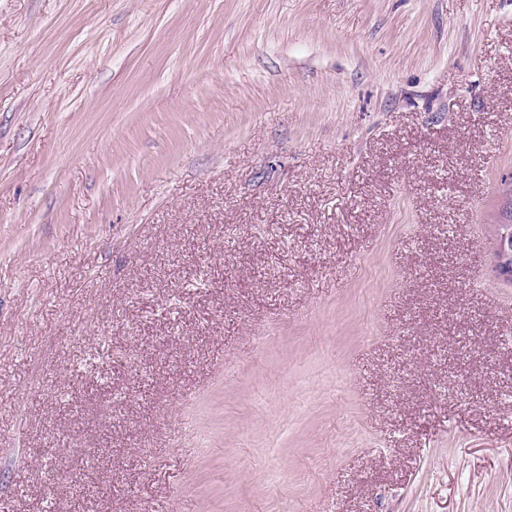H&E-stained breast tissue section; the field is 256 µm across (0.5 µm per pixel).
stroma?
<instances>
[{"label": "stroma", "instance_id": "obj_1", "mask_svg": "<svg viewBox=\"0 0 512 512\" xmlns=\"http://www.w3.org/2000/svg\"><path fill=\"white\" fill-rule=\"evenodd\" d=\"M510 179L512 0H0V503L512 512ZM503 218H504V222L506 223V224H504L505 231L501 235V237L497 240V242H495L494 266H495V271L498 274V276L506 281V278L509 275L507 273L501 274V271L503 269H507L506 266L508 263V258L510 255V250H511L512 244H511V236H510V230H509L510 226H509V224H507L508 218L506 215H504Z\"/></svg>", "mask_w": 512, "mask_h": 512}]
</instances>
